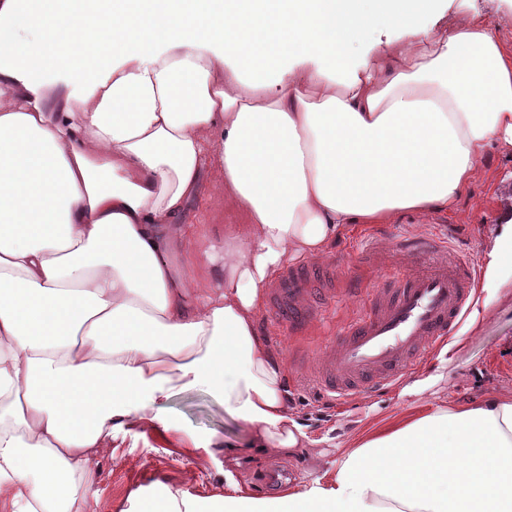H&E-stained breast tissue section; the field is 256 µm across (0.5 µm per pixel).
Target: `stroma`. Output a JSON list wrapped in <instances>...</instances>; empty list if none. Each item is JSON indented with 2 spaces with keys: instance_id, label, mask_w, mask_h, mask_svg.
Returning <instances> with one entry per match:
<instances>
[{
  "instance_id": "obj_1",
  "label": "stroma",
  "mask_w": 512,
  "mask_h": 512,
  "mask_svg": "<svg viewBox=\"0 0 512 512\" xmlns=\"http://www.w3.org/2000/svg\"><path fill=\"white\" fill-rule=\"evenodd\" d=\"M482 169V175L452 212L431 216L406 213L391 224H356L330 246L326 261L335 263L346 287L361 286L362 295L340 296L324 318L296 339L273 318L262 323V332L283 352L288 403L307 432L318 438L315 448L278 463L270 453L252 447L250 426L229 418L205 390L174 395L164 404L163 417L184 433L200 438L214 434L237 449L246 461L247 479L253 484L261 472L275 468L290 481L318 475L335 461L339 450L366 429L386 425L428 401L467 403L484 396L512 399V283L489 297L487 303L476 305L475 320L465 321L454 334L455 347L445 366H438L433 358L418 365L421 373L438 367L443 370L442 380L426 398L402 397L396 386L345 403H329L295 363L296 353L315 357L328 339L360 314L367 302V289L389 287L382 271L355 261L369 238L384 244L399 237L436 233L446 240L448 250L482 263L501 214L512 210V154L491 150ZM219 179V170L207 171L201 197L180 216V223H233V216L225 214L224 202L214 190ZM164 485L208 495L223 488L224 465L219 460L188 456L178 437L160 436L150 426L138 427L123 441L102 450L100 472L88 493V512H149L150 494Z\"/></svg>"
}]
</instances>
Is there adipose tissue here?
<instances>
[{"label":"adipose tissue","instance_id":"ef3b65f1","mask_svg":"<svg viewBox=\"0 0 512 512\" xmlns=\"http://www.w3.org/2000/svg\"><path fill=\"white\" fill-rule=\"evenodd\" d=\"M494 148L512 49L453 0H0V512H86L102 448L201 389L288 460L275 274L453 210ZM211 164L239 223H177ZM508 255L511 212L486 295ZM223 450L222 492L152 512H512V400L427 405L263 499Z\"/></svg>","mask_w":512,"mask_h":512}]
</instances>
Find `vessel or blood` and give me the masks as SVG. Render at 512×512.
<instances>
[{
	"label": "vessel or blood",
	"mask_w": 512,
	"mask_h": 512,
	"mask_svg": "<svg viewBox=\"0 0 512 512\" xmlns=\"http://www.w3.org/2000/svg\"><path fill=\"white\" fill-rule=\"evenodd\" d=\"M428 236L371 247V262L389 272L393 285L372 290L370 302L312 364L322 394L346 401L360 393L393 387L460 328L475 302L476 270ZM331 263L290 264L278 275L271 304L291 333L311 328L335 300Z\"/></svg>",
	"instance_id": "obj_1"
}]
</instances>
